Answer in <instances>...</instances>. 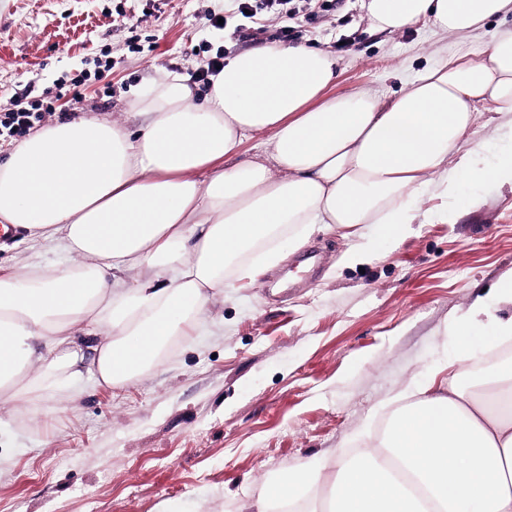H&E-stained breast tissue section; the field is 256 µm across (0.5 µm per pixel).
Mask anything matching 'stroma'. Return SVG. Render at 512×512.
<instances>
[{"label":"stroma","instance_id":"1","mask_svg":"<svg viewBox=\"0 0 512 512\" xmlns=\"http://www.w3.org/2000/svg\"><path fill=\"white\" fill-rule=\"evenodd\" d=\"M362 0L302 23L300 44L336 57L330 92L398 90L412 71L447 53L454 37L421 24L376 30ZM239 0H0V115L37 103L98 115L139 130L138 91L189 77L204 45L225 57L282 42L265 20L260 40ZM224 17L223 29L204 17ZM88 80L72 107L69 83ZM473 207L432 192L399 238L365 224L280 241L281 261L225 289L210 327L177 336L143 374L120 388L89 371L95 336H78L81 376L43 375L25 400L0 398V512H253L271 483L312 457L334 469L336 452L379 431L396 394L454 372L447 323L489 297L512 272V187L462 185ZM364 243L369 258L348 263ZM59 252L20 232L0 245V265L24 270Z\"/></svg>","mask_w":512,"mask_h":512}]
</instances>
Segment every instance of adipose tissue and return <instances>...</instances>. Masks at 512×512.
<instances>
[{"label": "adipose tissue", "mask_w": 512, "mask_h": 512, "mask_svg": "<svg viewBox=\"0 0 512 512\" xmlns=\"http://www.w3.org/2000/svg\"><path fill=\"white\" fill-rule=\"evenodd\" d=\"M372 25L416 24L461 46L406 77L392 98L328 90L332 55L272 44L226 60L203 103L182 78L140 94L146 123L132 132L99 118L42 128L0 163V223L54 244L62 260L26 274L0 267V397L33 370L66 372L80 359L73 328L99 337L94 375L116 388L144 373L164 340L195 336L212 297L274 264L275 242L299 228L377 224L399 236L415 203L461 181L512 185V128L486 158L464 143L480 105L512 112V28L466 37L512 15V0H364ZM265 135L262 155L239 159ZM236 164H229V157ZM440 182H433V175ZM512 305V278L495 304L475 300L450 335L457 374L396 411L354 453L336 455L322 512H512V365L478 394L471 323ZM44 340L47 358L34 357Z\"/></svg>", "instance_id": "obj_1"}]
</instances>
